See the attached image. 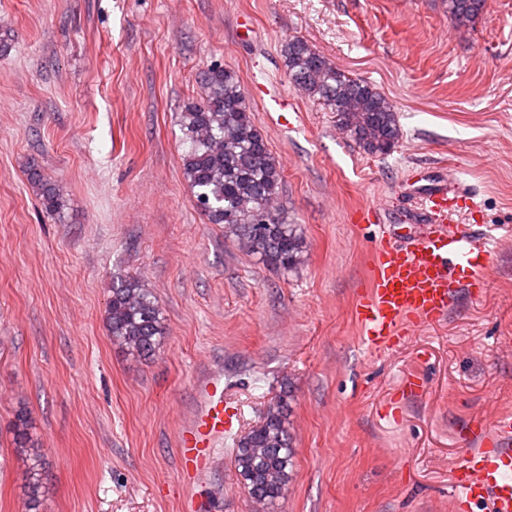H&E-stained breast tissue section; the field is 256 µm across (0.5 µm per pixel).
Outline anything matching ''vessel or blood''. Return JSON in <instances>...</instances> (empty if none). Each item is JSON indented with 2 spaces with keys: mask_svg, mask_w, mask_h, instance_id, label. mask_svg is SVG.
<instances>
[{
  "mask_svg": "<svg viewBox=\"0 0 512 512\" xmlns=\"http://www.w3.org/2000/svg\"><path fill=\"white\" fill-rule=\"evenodd\" d=\"M426 228L395 238L380 227L375 207L352 211L354 224L379 230L369 258L368 287L356 307L363 343L374 353L402 345L422 328L440 323L459 290L479 299L485 287L487 244L471 229L449 225L459 208L477 209L476 197L456 182L430 185L412 197ZM224 383L209 377L201 407L179 437L183 475L202 479L219 438L231 432L237 411L224 403ZM459 452L449 485L452 506L487 505L489 512H512V415L472 416L458 434Z\"/></svg>",
  "mask_w": 512,
  "mask_h": 512,
  "instance_id": "obj_1",
  "label": "vessel or blood"
}]
</instances>
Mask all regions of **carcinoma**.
Instances as JSON below:
<instances>
[{
    "mask_svg": "<svg viewBox=\"0 0 512 512\" xmlns=\"http://www.w3.org/2000/svg\"><path fill=\"white\" fill-rule=\"evenodd\" d=\"M448 20L456 27L473 23L486 0H447ZM290 82L316 98L336 117V128L372 156H386L400 139L394 105L377 88L339 69L306 41L291 38L283 49ZM204 93L187 102L180 112V127L188 150L182 157L185 180L196 205L211 224L224 225L225 236L264 265L290 272L304 249L301 225L272 211L282 178L266 135L253 118V108L236 72L210 64L201 73ZM29 180L45 211L59 215L66 199L38 170ZM106 322L112 341L143 357L153 355L165 335L162 311L138 278L112 282ZM288 402L269 406L259 425L240 435L233 462L240 484L251 502L270 505L279 499L291 478L293 450L288 430ZM14 441L29 454L27 512H38L42 494L40 454L33 451L28 417L20 412Z\"/></svg>",
    "mask_w": 512,
    "mask_h": 512,
    "instance_id": "cac0c4a2",
    "label": "carcinoma"
}]
</instances>
